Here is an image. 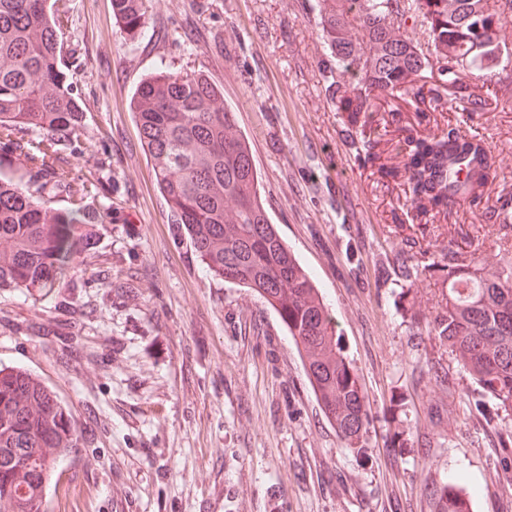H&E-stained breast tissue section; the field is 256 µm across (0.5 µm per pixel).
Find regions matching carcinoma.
I'll return each instance as SVG.
<instances>
[{"label": "carcinoma", "instance_id": "carcinoma-1", "mask_svg": "<svg viewBox=\"0 0 512 512\" xmlns=\"http://www.w3.org/2000/svg\"><path fill=\"white\" fill-rule=\"evenodd\" d=\"M117 22L132 36L145 29L144 0H112ZM429 25L432 52L408 41L400 28L407 11ZM320 39L334 61L331 101L361 128L371 126L383 89L406 92L413 76L435 64L448 83L489 67L497 43L512 40L506 23L512 0H317ZM472 14L460 22L457 14ZM496 19L497 26L477 27ZM143 151L153 161L171 223L213 278L262 296L276 311L303 357L326 417L340 436L356 442L367 409L360 376L336 341L319 288L270 223L248 142L236 133L223 94L202 74L159 70L131 97ZM82 112L65 84L55 20L47 0H0V138L37 128L76 135ZM61 139L24 152L26 162L56 173ZM409 197L420 215L448 213L458 197L481 203L491 171L476 138L458 129L412 141L404 162ZM85 196L62 178L48 194ZM109 207L56 209L10 178L0 177V292L35 303L67 304L61 293L69 269L94 248ZM448 314L437 321L483 395L512 405V259L490 276L461 254L448 261ZM42 338L68 357L79 331L58 323ZM82 429L56 392L28 369L0 363V512H46L55 468L79 446ZM439 512H469L475 489L447 486Z\"/></svg>", "mask_w": 512, "mask_h": 512}]
</instances>
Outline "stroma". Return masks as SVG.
<instances>
[{"instance_id":"35a3bbf8","label":"stroma","mask_w":512,"mask_h":512,"mask_svg":"<svg viewBox=\"0 0 512 512\" xmlns=\"http://www.w3.org/2000/svg\"><path fill=\"white\" fill-rule=\"evenodd\" d=\"M63 70L83 112L63 148L83 202L110 204L69 275V311L0 293V362L33 370L87 428L55 470L48 512H438L444 485L476 487L472 512H512V408L482 401L434 331L448 258L495 267L512 240V63L479 80L475 112L437 68L379 100L367 133L329 99L331 59L315 0H145L130 37L112 0H50ZM204 71L254 157L271 223L330 303L368 415L356 447L326 418L276 312L208 276L177 235L130 109L159 65ZM457 128L492 164L480 205L426 215L420 235L403 171L409 137ZM0 144V174L33 196L50 178ZM375 143L369 158L364 140ZM133 280L101 300L95 274ZM69 319L84 347L57 358L25 322Z\"/></svg>"}]
</instances>
